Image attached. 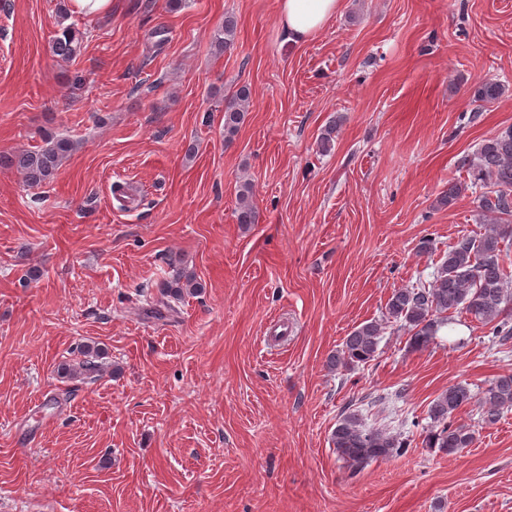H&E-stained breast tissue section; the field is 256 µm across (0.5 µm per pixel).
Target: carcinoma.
Masks as SVG:
<instances>
[{
	"instance_id": "cac0c4a2",
	"label": "carcinoma",
	"mask_w": 512,
	"mask_h": 512,
	"mask_svg": "<svg viewBox=\"0 0 512 512\" xmlns=\"http://www.w3.org/2000/svg\"><path fill=\"white\" fill-rule=\"evenodd\" d=\"M235 33L234 18L225 17L224 27L214 34L216 49L229 50ZM82 41V34L74 27H63L55 34L52 51L65 60L71 59L80 53ZM504 92L503 84L488 79L476 89L475 97L481 102L493 103ZM250 103L251 90L246 85L224 99L225 142H232L244 123ZM44 142L42 147L21 151L0 163L16 168L31 186L49 183L73 150L74 143L49 136ZM470 172V183H448L438 203L450 207L468 186L481 187L482 192L475 197V202L484 232L478 236L461 235L449 245L437 265L433 281H420L394 290L386 303V321H368L351 331L342 348L330 357L332 366L351 370L372 361L388 323L408 332L410 349L422 350L430 345L451 314L457 312L470 315L486 327L485 336L492 343L503 345L512 339V274L502 258V243L512 239V127L482 141L470 161ZM257 217L251 183L245 182L239 190L238 223L255 224ZM200 287L192 275L183 271L160 284L161 295L175 300ZM82 356L77 364L63 367L64 373L71 378L97 380L102 372L99 349L87 345ZM474 399L481 407V420L486 424L496 422L503 411L512 409V374L497 377L478 398L464 384L448 386L428 409L430 422L422 428V445L445 454L472 445L475 430L453 424L451 417ZM332 444L350 471L357 474L374 461L404 453L410 440L392 435L384 428L367 425L360 411L348 408L336 421Z\"/></svg>"
}]
</instances>
